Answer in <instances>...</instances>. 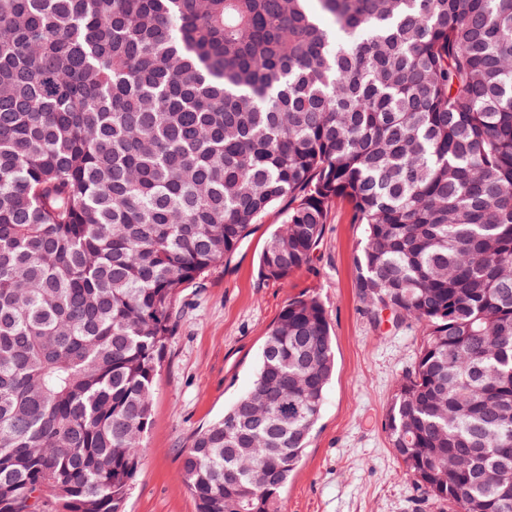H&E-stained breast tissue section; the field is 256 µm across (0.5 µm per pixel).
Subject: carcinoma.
<instances>
[{
  "label": "carcinoma",
  "mask_w": 512,
  "mask_h": 512,
  "mask_svg": "<svg viewBox=\"0 0 512 512\" xmlns=\"http://www.w3.org/2000/svg\"><path fill=\"white\" fill-rule=\"evenodd\" d=\"M285 202L259 274L348 204L359 298L424 329L395 455L512 512V0H0V512H125L174 297ZM334 369L295 297L184 451L199 512H280Z\"/></svg>",
  "instance_id": "obj_1"
}]
</instances>
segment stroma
<instances>
[{"instance_id":"stroma-1","label":"stroma","mask_w":512,"mask_h":512,"mask_svg":"<svg viewBox=\"0 0 512 512\" xmlns=\"http://www.w3.org/2000/svg\"><path fill=\"white\" fill-rule=\"evenodd\" d=\"M281 222L280 209H270L230 262L176 298L127 512H198L181 479L183 451L249 388L269 327L290 299L305 293L326 310L336 372L281 494V512H441L406 475L386 429L397 381L422 345V327L366 311L355 288L362 228L342 206L332 209L309 268L285 285L261 278V253Z\"/></svg>"}]
</instances>
